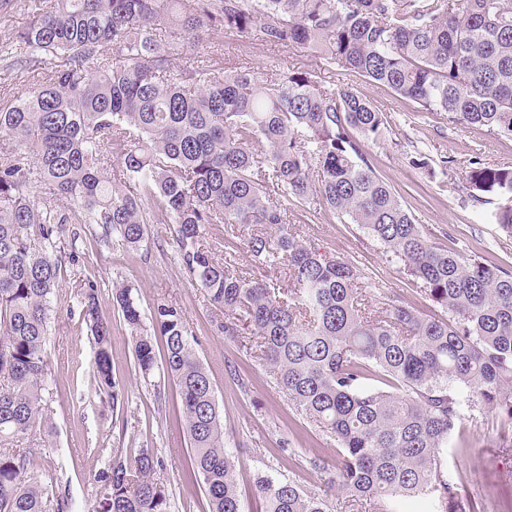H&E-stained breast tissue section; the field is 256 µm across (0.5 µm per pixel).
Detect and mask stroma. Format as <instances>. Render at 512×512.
<instances>
[{"label":"stroma","instance_id":"35a3bbf8","mask_svg":"<svg viewBox=\"0 0 512 512\" xmlns=\"http://www.w3.org/2000/svg\"><path fill=\"white\" fill-rule=\"evenodd\" d=\"M202 51L229 66L244 63L258 72L286 66L312 69L336 85L358 87L388 119L384 134L362 146L424 235L478 255L486 265L512 270V234L492 223L491 205L474 201L466 182L474 156L512 167V138L478 127H449L439 113L419 111L412 101L358 74L326 70L310 50L267 44L256 32L210 38ZM418 155L427 158L428 167L413 165ZM310 209L311 217L294 219L296 231L335 255L355 260L364 273L367 295L382 288L423 313L444 317V310L402 265L388 261L383 248L357 225L321 210L318 203ZM77 230L78 240L66 236L62 242L75 249L79 260L65 266L50 303L43 423L18 441L34 454L32 477L47 490L68 491L81 512H97L102 499L98 477L113 453L131 458L148 448L160 462L157 476L168 487L170 512H206L204 493L188 471L177 387L159 374L146 377L138 369L130 332L112 306V288L120 282L131 287L143 315H151L163 298L182 308L224 417V441L242 496L251 498L256 477L265 474L293 480L308 493L327 494L335 508H343L344 491L326 487L309 466L315 453L333 456L334 441L296 413L269 365L249 357L219 330L224 316L184 269L172 225H148L135 249L115 235L101 242V230L94 224L78 225ZM88 282L112 320V368L125 391V403L117 409L94 378L95 344L80 304V289ZM448 448L449 472L464 478L468 496L477 497L482 512H512V434H504L496 413L487 410L466 420L462 436L452 437Z\"/></svg>","mask_w":512,"mask_h":512}]
</instances>
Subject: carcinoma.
<instances>
[{"instance_id": "1", "label": "carcinoma", "mask_w": 512, "mask_h": 512, "mask_svg": "<svg viewBox=\"0 0 512 512\" xmlns=\"http://www.w3.org/2000/svg\"><path fill=\"white\" fill-rule=\"evenodd\" d=\"M29 23L0 59L37 78L0 106V512H72L64 492L29 476L14 442L41 422L48 311L65 262L66 224H96L138 247L145 225L175 224L183 265L224 314V335L266 361L296 412L336 442L310 458L349 512H473L448 474V440L485 408L512 425V272L429 241L376 173L357 136L385 114L357 88L311 70H236L210 59L174 67L215 33L302 46L326 63L441 113L452 126L512 138V0H23ZM262 143V149L254 144ZM474 199L501 203L491 220L512 234V168L478 157ZM48 194L54 205L39 198ZM318 197L378 240L449 318L379 292L366 302L351 259L291 224L288 201ZM224 225L216 243L206 228ZM262 230L238 245V226ZM224 245L228 260H215ZM283 268L288 287L234 272ZM95 340L98 389L117 403L112 327L97 289L80 292ZM142 374L177 386L190 461L207 512H250L238 490L224 421L185 314L156 303L151 329L131 289H112ZM163 359L157 360L155 342ZM147 448L102 473L110 512H169ZM258 512H331L290 479L257 477Z\"/></svg>"}]
</instances>
